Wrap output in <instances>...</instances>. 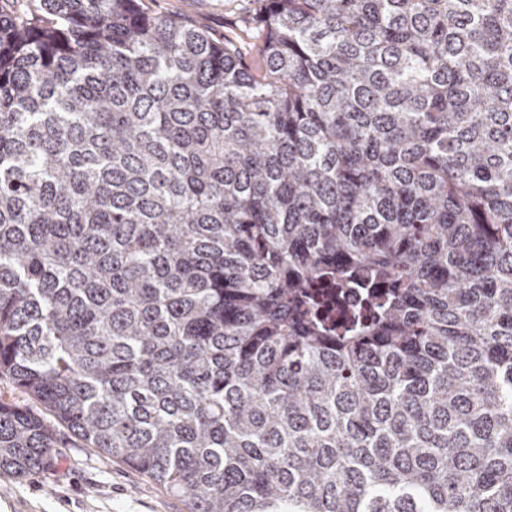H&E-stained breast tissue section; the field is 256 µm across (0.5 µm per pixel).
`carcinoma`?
Masks as SVG:
<instances>
[{"label": "carcinoma", "instance_id": "1", "mask_svg": "<svg viewBox=\"0 0 512 512\" xmlns=\"http://www.w3.org/2000/svg\"><path fill=\"white\" fill-rule=\"evenodd\" d=\"M257 2L0 10V377L186 512H512V0ZM157 15H171L196 24L217 39L231 30L237 31L241 20L248 18L256 7L252 0H144Z\"/></svg>", "mask_w": 512, "mask_h": 512}]
</instances>
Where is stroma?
<instances>
[{
	"instance_id": "obj_1",
	"label": "stroma",
	"mask_w": 512,
	"mask_h": 512,
	"mask_svg": "<svg viewBox=\"0 0 512 512\" xmlns=\"http://www.w3.org/2000/svg\"><path fill=\"white\" fill-rule=\"evenodd\" d=\"M158 15L200 26L215 38L240 26L255 0H145ZM58 446L48 473L19 480L0 473V512H185L177 497L139 472L102 460L56 424Z\"/></svg>"
}]
</instances>
